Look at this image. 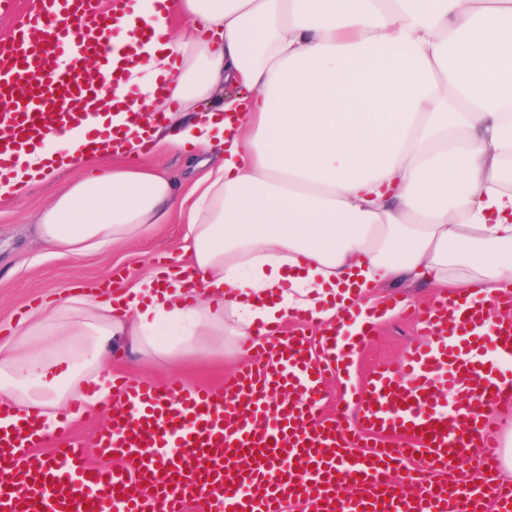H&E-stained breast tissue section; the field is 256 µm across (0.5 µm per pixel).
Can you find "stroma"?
<instances>
[{
  "mask_svg": "<svg viewBox=\"0 0 512 512\" xmlns=\"http://www.w3.org/2000/svg\"><path fill=\"white\" fill-rule=\"evenodd\" d=\"M190 155V150L184 148L153 146L142 160L187 190L194 179ZM92 173V168L83 164L61 169L34 182L23 195L0 202V346L14 343V331L31 309L64 301L78 288L113 285L122 278L136 281L146 271L164 266L167 259L177 256L184 231L177 219L162 225L153 237L102 254L59 257L42 246L35 235L38 212L68 183ZM376 294L391 312L377 321L372 344L351 353L347 374L327 381L324 417L343 418L346 411L341 394L346 385H365L380 366L399 363L414 344L422 342L419 323L401 315L398 306L434 302L438 291L394 283L377 289ZM242 346V339L234 336H209L190 360L178 366L148 354L138 359H113L111 368L113 374L159 384L177 379L191 387L217 385L238 370L236 352Z\"/></svg>",
  "mask_w": 512,
  "mask_h": 512,
  "instance_id": "stroma-1",
  "label": "stroma"
}]
</instances>
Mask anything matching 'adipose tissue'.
<instances>
[{
  "label": "adipose tissue",
  "mask_w": 512,
  "mask_h": 512,
  "mask_svg": "<svg viewBox=\"0 0 512 512\" xmlns=\"http://www.w3.org/2000/svg\"><path fill=\"white\" fill-rule=\"evenodd\" d=\"M174 14L185 28L144 43L127 81L92 68L104 116L21 156L0 198L50 156L134 157L142 133L200 146L188 194L118 165L35 218L41 244L78 256L177 215L183 252L114 301L78 291L32 310L0 348V428L56 433L75 404H108L122 345L180 361L202 337L253 336L296 311L340 321L335 299L356 287L486 299L512 281V0H139L115 40Z\"/></svg>",
  "instance_id": "1"
}]
</instances>
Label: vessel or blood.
Wrapping results in <instances>:
<instances>
[{
  "mask_svg": "<svg viewBox=\"0 0 512 512\" xmlns=\"http://www.w3.org/2000/svg\"><path fill=\"white\" fill-rule=\"evenodd\" d=\"M138 0H36L0 39V169L23 150L89 119L103 90L87 85L82 63L114 53L133 57L153 25L123 46L112 27ZM428 341L361 388H347L353 428L319 410L336 337L313 355L305 332L253 345V362L217 386L189 388L135 378L116 381L119 400L96 440L99 463L60 433L52 458L44 435H0V512H512V486L500 482V448L480 408L512 412V378L487 370L488 357L512 363V321H488L468 300L414 312ZM461 392L455 409L439 387ZM402 435L356 454L360 433ZM475 451L473 473L455 472ZM126 459L124 467L111 464ZM419 458L429 478L418 499L396 480ZM360 491L343 495L344 487Z\"/></svg>",
  "mask_w": 512,
  "mask_h": 512,
  "instance_id": "obj_1",
  "label": "vessel or blood"
}]
</instances>
